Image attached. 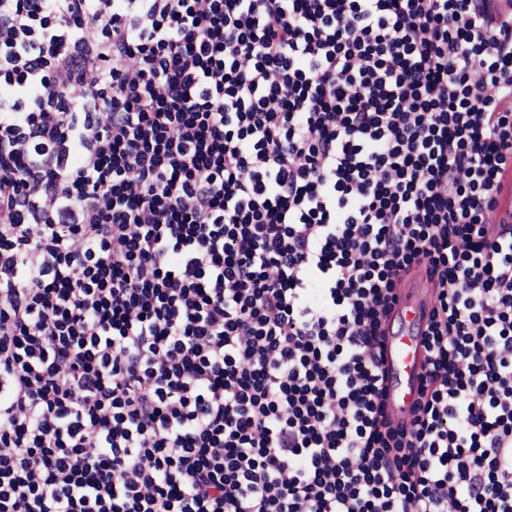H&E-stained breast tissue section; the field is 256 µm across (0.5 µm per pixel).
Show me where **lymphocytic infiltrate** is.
Masks as SVG:
<instances>
[{
    "instance_id": "obj_1",
    "label": "lymphocytic infiltrate",
    "mask_w": 512,
    "mask_h": 512,
    "mask_svg": "<svg viewBox=\"0 0 512 512\" xmlns=\"http://www.w3.org/2000/svg\"><path fill=\"white\" fill-rule=\"evenodd\" d=\"M510 177L512 0H0V512H512ZM408 282H413L414 288L420 289L427 299L414 302L410 291L405 288L394 312L398 320L408 326L407 334L390 336L385 353V365L390 375L388 404L397 420L407 419L416 396L422 364L418 335L425 324L422 310L431 288L424 270L412 275Z\"/></svg>"
}]
</instances>
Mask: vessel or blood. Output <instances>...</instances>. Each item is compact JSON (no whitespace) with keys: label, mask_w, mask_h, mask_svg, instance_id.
Segmentation results:
<instances>
[{"label":"vessel or blood","mask_w":512,"mask_h":512,"mask_svg":"<svg viewBox=\"0 0 512 512\" xmlns=\"http://www.w3.org/2000/svg\"><path fill=\"white\" fill-rule=\"evenodd\" d=\"M422 310V303L413 301L410 292H403L395 315L407 324L408 332L391 336L386 348L385 365L390 375L388 404L399 420L407 419L419 384L422 364L419 333L425 324Z\"/></svg>","instance_id":"vessel-or-blood-1"}]
</instances>
